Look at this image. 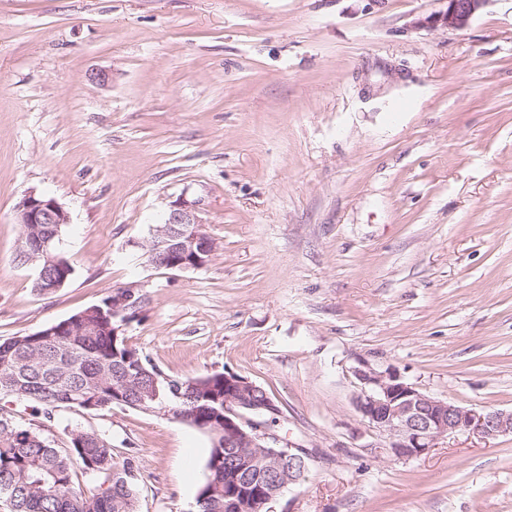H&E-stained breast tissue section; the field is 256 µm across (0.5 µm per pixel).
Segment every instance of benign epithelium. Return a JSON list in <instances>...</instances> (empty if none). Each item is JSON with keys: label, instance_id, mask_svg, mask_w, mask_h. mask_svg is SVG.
<instances>
[{"label": "benign epithelium", "instance_id": "7a95c632", "mask_svg": "<svg viewBox=\"0 0 512 512\" xmlns=\"http://www.w3.org/2000/svg\"><path fill=\"white\" fill-rule=\"evenodd\" d=\"M447 8L427 18L426 23L449 30L466 28L474 14L489 0H446ZM17 219L25 230L18 251L24 252L27 263L45 259V267L59 268L60 278L52 282L56 290L67 284L64 264L53 253V236L43 229L45 225L62 227L69 223V215L53 197L34 192L26 195L17 206ZM215 244L202 231L197 212L184 201L173 205L149 245L151 264L166 269H199L204 267ZM140 299L129 288L116 289L107 302L112 315V335L123 331L127 312L138 306ZM361 385L356 406L362 418L386 435L392 453L401 458L420 457L435 447L438 441L457 433H469L482 439H494L512 433V411L495 409L474 410L455 403L431 397L405 382L394 369L376 371L369 367L354 369ZM170 393V402H157L154 395L141 398L138 409L157 413L174 420H182L173 403L183 398L184 392L196 388L192 379L168 376L162 372ZM279 413L271 395L247 378L231 373L224 375V398L221 408L215 410L210 424L212 435L221 440L223 461H215L214 468L224 465H245L256 469L262 477V512H273L270 504L283 490L299 481L301 475L294 462L307 466L306 454L301 448L282 447L265 431L261 417Z\"/></svg>", "mask_w": 512, "mask_h": 512}]
</instances>
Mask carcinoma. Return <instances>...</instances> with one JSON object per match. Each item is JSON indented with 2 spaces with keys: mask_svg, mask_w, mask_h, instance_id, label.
<instances>
[{
  "mask_svg": "<svg viewBox=\"0 0 512 512\" xmlns=\"http://www.w3.org/2000/svg\"><path fill=\"white\" fill-rule=\"evenodd\" d=\"M153 367L125 337L112 336V318L98 310L82 309L40 331L0 341V397L19 385L21 397L51 418L66 408L85 404L112 407V388L131 396L149 394ZM222 372L197 379V396L182 408L198 409L196 421L210 419L224 396ZM99 477L108 470L121 474L112 493L99 494L75 483V467ZM218 487L212 495L195 498L196 512H226L224 491L255 481L247 468L213 475ZM0 498L11 512H136V483L131 469L118 463L112 444L96 433H84L79 445L55 448L38 433L0 417Z\"/></svg>",
  "mask_w": 512,
  "mask_h": 512,
  "instance_id": "carcinoma-1",
  "label": "carcinoma"
}]
</instances>
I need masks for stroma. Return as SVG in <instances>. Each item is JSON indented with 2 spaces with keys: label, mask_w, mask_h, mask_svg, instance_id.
<instances>
[{
  "label": "stroma",
  "mask_w": 512,
  "mask_h": 512,
  "mask_svg": "<svg viewBox=\"0 0 512 512\" xmlns=\"http://www.w3.org/2000/svg\"><path fill=\"white\" fill-rule=\"evenodd\" d=\"M446 7L0 0V340L133 289L129 346L262 386L269 432L308 452L273 512H512V434L402 459L356 407L366 365L512 410V0L418 26ZM31 192L70 216L50 293L16 259ZM179 200L216 243L200 269L147 257ZM0 415L57 447L105 435L137 512H188L205 479L209 436L160 414Z\"/></svg>",
  "instance_id": "35a3bbf8"
}]
</instances>
